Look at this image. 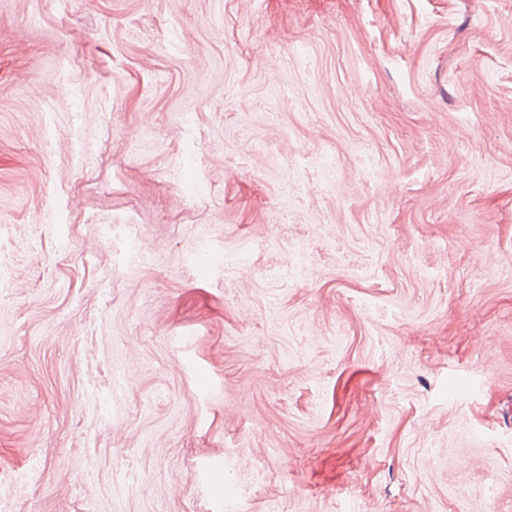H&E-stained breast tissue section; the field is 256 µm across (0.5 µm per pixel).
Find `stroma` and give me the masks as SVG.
Returning <instances> with one entry per match:
<instances>
[{
  "label": "stroma",
  "mask_w": 512,
  "mask_h": 512,
  "mask_svg": "<svg viewBox=\"0 0 512 512\" xmlns=\"http://www.w3.org/2000/svg\"><path fill=\"white\" fill-rule=\"evenodd\" d=\"M0 264V512H512V0H0ZM110 234V240L115 250L124 258L127 264L132 267L135 264V256L130 254L123 246L127 238L131 236L133 224H107ZM118 244L122 248L118 247Z\"/></svg>",
  "instance_id": "obj_1"
}]
</instances>
